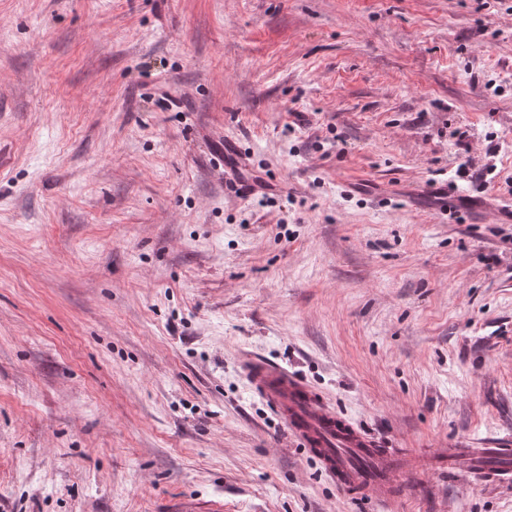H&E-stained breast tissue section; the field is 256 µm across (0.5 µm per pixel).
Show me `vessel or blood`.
<instances>
[{
	"instance_id": "vessel-or-blood-1",
	"label": "vessel or blood",
	"mask_w": 512,
	"mask_h": 512,
	"mask_svg": "<svg viewBox=\"0 0 512 512\" xmlns=\"http://www.w3.org/2000/svg\"><path fill=\"white\" fill-rule=\"evenodd\" d=\"M245 372L269 409L338 489L375 502L389 497L392 457L379 441L330 408L313 387L281 364L251 357ZM448 465L451 472H466L482 482H510L512 443L449 449Z\"/></svg>"
}]
</instances>
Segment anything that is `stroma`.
<instances>
[{"mask_svg": "<svg viewBox=\"0 0 512 512\" xmlns=\"http://www.w3.org/2000/svg\"><path fill=\"white\" fill-rule=\"evenodd\" d=\"M502 207L512 0H0V512H512L360 503L244 372L402 456L512 436Z\"/></svg>", "mask_w": 512, "mask_h": 512, "instance_id": "obj_1", "label": "stroma"}]
</instances>
